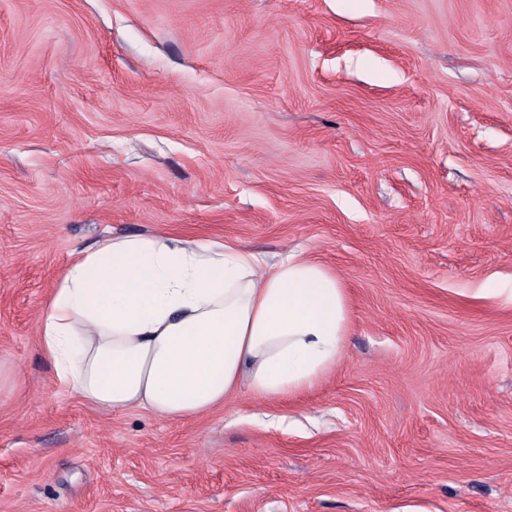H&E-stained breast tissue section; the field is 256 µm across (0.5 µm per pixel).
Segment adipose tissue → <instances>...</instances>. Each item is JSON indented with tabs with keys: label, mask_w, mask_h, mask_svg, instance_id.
Returning <instances> with one entry per match:
<instances>
[{
	"label": "adipose tissue",
	"mask_w": 512,
	"mask_h": 512,
	"mask_svg": "<svg viewBox=\"0 0 512 512\" xmlns=\"http://www.w3.org/2000/svg\"><path fill=\"white\" fill-rule=\"evenodd\" d=\"M350 320L342 281L315 261L149 234L81 250L40 332L59 382L92 404L178 419L243 386L259 399L313 388Z\"/></svg>",
	"instance_id": "ef3b65f1"
}]
</instances>
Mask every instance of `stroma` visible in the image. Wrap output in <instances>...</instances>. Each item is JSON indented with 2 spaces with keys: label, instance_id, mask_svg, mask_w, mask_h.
Masks as SVG:
<instances>
[{
  "label": "stroma",
  "instance_id": "obj_1",
  "mask_svg": "<svg viewBox=\"0 0 512 512\" xmlns=\"http://www.w3.org/2000/svg\"><path fill=\"white\" fill-rule=\"evenodd\" d=\"M138 234L328 267L335 370L59 385L62 272ZM0 512H512V0H0Z\"/></svg>",
  "mask_w": 512,
  "mask_h": 512
}]
</instances>
